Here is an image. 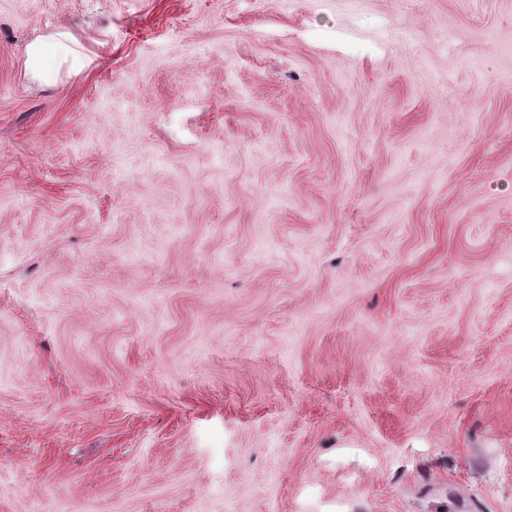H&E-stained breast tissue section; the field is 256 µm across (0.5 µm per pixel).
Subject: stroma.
<instances>
[{"mask_svg":"<svg viewBox=\"0 0 512 512\" xmlns=\"http://www.w3.org/2000/svg\"><path fill=\"white\" fill-rule=\"evenodd\" d=\"M0 512H512V0H0ZM79 46L75 36L66 31L37 36L25 46L23 67L26 77L40 85L57 82L62 68L68 75L80 73L90 58L84 51L75 50Z\"/></svg>","mask_w":512,"mask_h":512,"instance_id":"35a3bbf8","label":"stroma"}]
</instances>
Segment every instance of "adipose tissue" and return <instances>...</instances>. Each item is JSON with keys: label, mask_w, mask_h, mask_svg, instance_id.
I'll return each mask as SVG.
<instances>
[{"label": "adipose tissue", "mask_w": 512, "mask_h": 512, "mask_svg": "<svg viewBox=\"0 0 512 512\" xmlns=\"http://www.w3.org/2000/svg\"><path fill=\"white\" fill-rule=\"evenodd\" d=\"M75 36L66 31L37 36L25 46L26 77L38 84L56 83L60 72L80 73L88 64L87 53L76 50Z\"/></svg>", "instance_id": "obj_1"}]
</instances>
